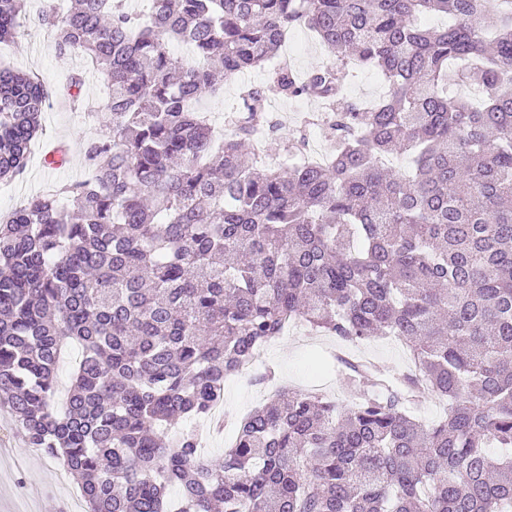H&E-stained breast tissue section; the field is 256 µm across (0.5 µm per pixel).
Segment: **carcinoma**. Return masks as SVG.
Returning <instances> with one entry per match:
<instances>
[{
    "label": "carcinoma",
    "mask_w": 512,
    "mask_h": 512,
    "mask_svg": "<svg viewBox=\"0 0 512 512\" xmlns=\"http://www.w3.org/2000/svg\"><path fill=\"white\" fill-rule=\"evenodd\" d=\"M30 2L0 0V43L26 36ZM127 3L38 14L109 91L91 105L70 76L72 108L102 117L86 175L0 218V404L30 447L76 479L84 512H512V453L487 451L512 449V0H151L145 18ZM427 13L454 23H415ZM295 27L331 56L303 78L282 58ZM451 60L479 102L448 95ZM360 67L382 96L348 99ZM256 68L268 81L216 139L194 103ZM276 97L322 102L328 162L258 164ZM47 98L0 66V181L23 178ZM296 322L399 340L414 369L394 386L349 366L343 413L282 388L219 458L193 428L168 436ZM68 344L82 358L59 408ZM421 387L448 401L436 423L408 409Z\"/></svg>",
    "instance_id": "obj_1"
}]
</instances>
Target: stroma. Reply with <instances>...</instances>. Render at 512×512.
I'll return each instance as SVG.
<instances>
[{
  "label": "stroma",
  "mask_w": 512,
  "mask_h": 512,
  "mask_svg": "<svg viewBox=\"0 0 512 512\" xmlns=\"http://www.w3.org/2000/svg\"><path fill=\"white\" fill-rule=\"evenodd\" d=\"M27 35L19 45L0 44V58L23 71L37 72L43 79L49 98L44 112V133L30 150L27 172L23 180L0 186V213L10 212L21 201L39 193L50 182L82 179L83 145L95 131L87 120L71 110L61 92L68 76L77 70L86 74V93L89 99L105 95L100 73L77 56L57 54L50 38L34 21H27ZM261 71H247L225 82L223 92L200 100L198 111L207 113L213 122L223 121L226 110L236 102L242 84L262 82ZM321 105L313 98L280 99L269 106L276 125L271 138L277 149L295 146L297 128L304 117L316 115ZM64 145L70 155L66 167L49 170L42 165L46 146ZM334 343L328 336H307L302 330L291 329L272 343L264 355V364L251 374L226 382L224 411L229 421L261 405L263 386L258 379L274 371L279 385L307 390L319 384L321 392L332 398L338 409L352 405L353 398L345 388L342 369L333 365L320 367L317 359L330 351ZM351 355L369 358L381 376L393 380L406 371V356L402 345L388 339H375L349 346ZM0 512H83L79 487L75 480L61 476L55 461L30 448L15 423L10 410L0 406Z\"/></svg>",
  "instance_id": "35a3bbf8"
}]
</instances>
